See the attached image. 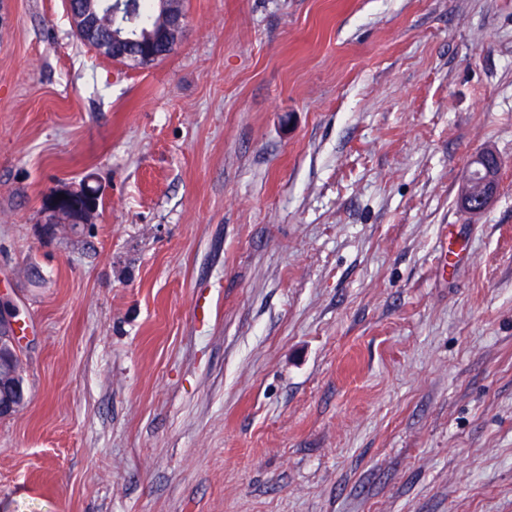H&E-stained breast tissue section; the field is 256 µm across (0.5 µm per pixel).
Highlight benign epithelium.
Segmentation results:
<instances>
[{
    "instance_id": "obj_1",
    "label": "benign epithelium",
    "mask_w": 512,
    "mask_h": 512,
    "mask_svg": "<svg viewBox=\"0 0 512 512\" xmlns=\"http://www.w3.org/2000/svg\"><path fill=\"white\" fill-rule=\"evenodd\" d=\"M68 11L74 28L87 32L94 31L103 23L113 26H129L134 22L135 6L132 0H106L99 11L78 9L73 0H68ZM185 14L177 11L170 16L166 29L154 32L146 42L131 41L137 55L156 59V47L167 46L166 53L174 51L184 27ZM500 164L486 152L475 157L473 170L463 179L458 200L464 210L476 213L485 209L499 187ZM65 198L58 199V195ZM102 193L99 188L83 183L78 187L60 186L45 194L41 200V232L53 237L60 228L66 227L77 233L91 223L99 208ZM24 392L17 371V356L13 348L0 344V416L14 413L23 403Z\"/></svg>"
}]
</instances>
